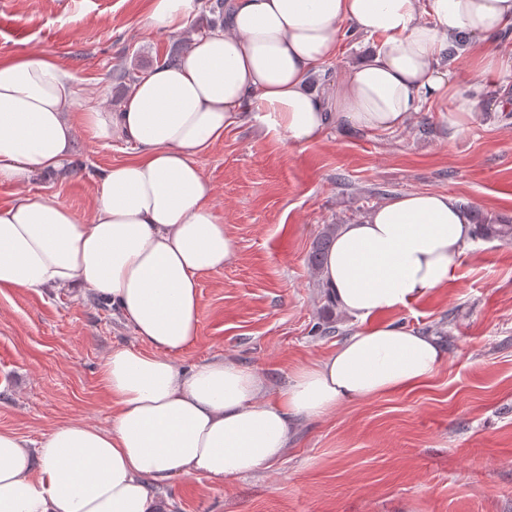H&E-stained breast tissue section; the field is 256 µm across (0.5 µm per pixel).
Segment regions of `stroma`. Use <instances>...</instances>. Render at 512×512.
Returning <instances> with one entry per match:
<instances>
[{
    "instance_id": "35a3bbf8",
    "label": "stroma",
    "mask_w": 512,
    "mask_h": 512,
    "mask_svg": "<svg viewBox=\"0 0 512 512\" xmlns=\"http://www.w3.org/2000/svg\"><path fill=\"white\" fill-rule=\"evenodd\" d=\"M149 0H0V58H56L74 90L69 119L119 111V75L143 76L210 21L197 6L185 33L148 27ZM372 44L341 37L336 59L312 77L319 91ZM483 105L456 135L450 105L406 127L365 132L329 123L320 139L288 147L259 121L229 127L196 162L211 202L238 242L236 257L199 285L200 332L176 356L183 370L223 357L262 374L276 396L301 367L361 330L328 307L308 257L326 225L357 221L403 193H449L512 218V77L478 68ZM131 145L80 131L65 166L23 187L0 183V204L51 197L90 223L98 172L132 158ZM434 336L445 359L424 385L345 403L302 420L270 467L213 485L197 475L157 486L165 512H512V242L473 239L445 287L383 314ZM335 328L320 333L322 324ZM117 345L149 352L119 310L92 295L0 289V430L36 442L81 419L108 426L101 364Z\"/></svg>"
}]
</instances>
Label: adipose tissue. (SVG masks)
<instances>
[{
    "label": "adipose tissue",
    "instance_id": "1",
    "mask_svg": "<svg viewBox=\"0 0 512 512\" xmlns=\"http://www.w3.org/2000/svg\"><path fill=\"white\" fill-rule=\"evenodd\" d=\"M196 5L152 0L148 21L177 35ZM342 29L372 39L373 50L329 94L315 93L309 78L336 57ZM508 33L512 0H225L223 25L140 78L121 111L86 112L85 131L135 155L102 171L91 223L49 198L0 205V288L95 294L151 350L108 353L109 426L72 420L34 446L0 431V512H159L152 485L199 474L223 485L282 457L299 418L430 379L444 360L435 338L376 318L447 284L473 239L471 213L440 192L392 197L340 226L318 277L364 327L275 399L260 375L231 361L180 370L174 355L199 335L200 280L237 253L194 158L250 119L270 118L285 144L300 147L332 121L403 128L427 103L453 101L469 118L481 89L459 90L455 75L475 61L512 73V57L491 50ZM72 101L53 58L0 60V183L63 166L76 137Z\"/></svg>",
    "mask_w": 512,
    "mask_h": 512
}]
</instances>
